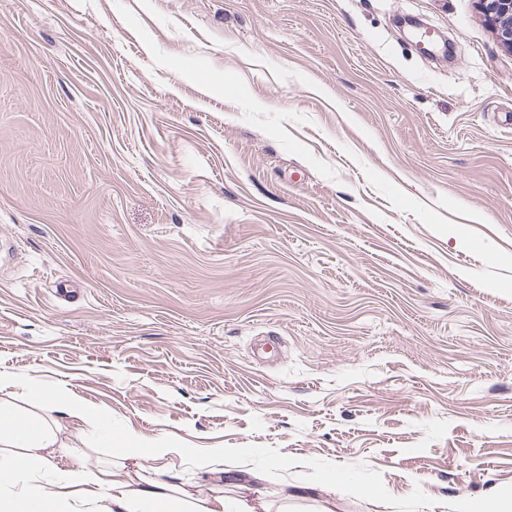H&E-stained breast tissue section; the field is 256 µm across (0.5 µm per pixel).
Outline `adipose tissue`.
I'll return each instance as SVG.
<instances>
[{"instance_id":"1","label":"adipose tissue","mask_w":512,"mask_h":512,"mask_svg":"<svg viewBox=\"0 0 512 512\" xmlns=\"http://www.w3.org/2000/svg\"><path fill=\"white\" fill-rule=\"evenodd\" d=\"M79 420L97 436L99 445L111 446L118 433L103 410L73 400L61 390L39 397L30 411L0 399V512H76V502L64 490L80 486L85 492L111 491L112 512H253L250 505H227L224 479L215 477L207 488L193 493L174 491L164 480L132 482L126 473L112 471L104 483L93 471L75 467L56 475L57 489H46L42 479L50 460L61 454L79 459L83 451L61 442L60 416Z\"/></svg>"}]
</instances>
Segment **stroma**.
Instances as JSON below:
<instances>
[{
  "label": "stroma",
  "mask_w": 512,
  "mask_h": 512,
  "mask_svg": "<svg viewBox=\"0 0 512 512\" xmlns=\"http://www.w3.org/2000/svg\"><path fill=\"white\" fill-rule=\"evenodd\" d=\"M2 372L257 512L511 496L512 54L476 0H0ZM135 441L139 445L136 457L145 460H162L170 455L181 456L187 452L186 448H179L155 437L142 436L135 438Z\"/></svg>",
  "instance_id": "1"
}]
</instances>
